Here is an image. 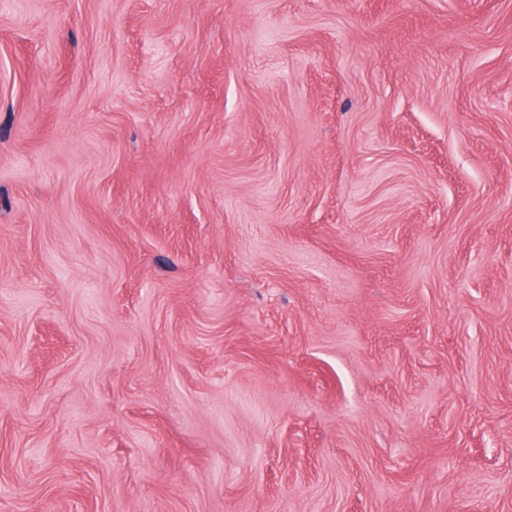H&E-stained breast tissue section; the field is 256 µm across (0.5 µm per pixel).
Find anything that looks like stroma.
<instances>
[{
  "instance_id": "obj_1",
  "label": "stroma",
  "mask_w": 512,
  "mask_h": 512,
  "mask_svg": "<svg viewBox=\"0 0 512 512\" xmlns=\"http://www.w3.org/2000/svg\"><path fill=\"white\" fill-rule=\"evenodd\" d=\"M0 512H512V0H0Z\"/></svg>"
}]
</instances>
